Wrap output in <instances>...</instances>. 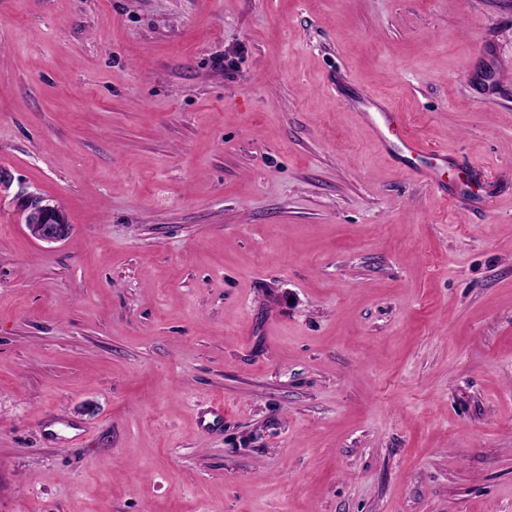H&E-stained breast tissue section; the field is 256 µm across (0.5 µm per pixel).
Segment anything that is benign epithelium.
<instances>
[{
    "label": "benign epithelium",
    "mask_w": 512,
    "mask_h": 512,
    "mask_svg": "<svg viewBox=\"0 0 512 512\" xmlns=\"http://www.w3.org/2000/svg\"><path fill=\"white\" fill-rule=\"evenodd\" d=\"M31 238L45 244L66 240L72 232L66 214L39 193L20 189L13 199Z\"/></svg>",
    "instance_id": "benign-epithelium-1"
}]
</instances>
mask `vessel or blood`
<instances>
[{"mask_svg": "<svg viewBox=\"0 0 512 512\" xmlns=\"http://www.w3.org/2000/svg\"><path fill=\"white\" fill-rule=\"evenodd\" d=\"M363 103L360 117L371 129L380 149L429 186L439 187L440 172L454 166V158L445 154L427 157L420 139L410 131L407 113L401 112L392 99L367 94Z\"/></svg>", "mask_w": 512, "mask_h": 512, "instance_id": "1", "label": "vessel or blood"}]
</instances>
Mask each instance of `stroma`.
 <instances>
[{
    "label": "stroma",
    "mask_w": 512,
    "mask_h": 512,
    "mask_svg": "<svg viewBox=\"0 0 512 512\" xmlns=\"http://www.w3.org/2000/svg\"><path fill=\"white\" fill-rule=\"evenodd\" d=\"M0 167V512H512V0H0ZM363 103L365 108L359 112L360 118L371 129L380 149L443 197H448V190L439 182L438 175L455 166V159L448 154L429 159L420 139L410 131L408 114L401 112L392 99L364 92ZM31 238L45 244L66 240L72 232L66 214L39 193L21 188L13 199Z\"/></svg>",
    "instance_id": "1"
}]
</instances>
